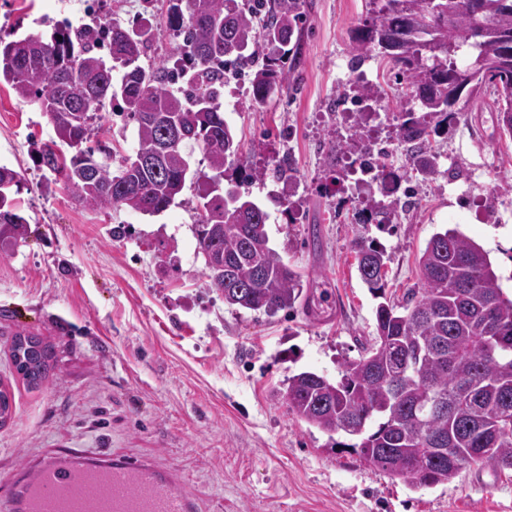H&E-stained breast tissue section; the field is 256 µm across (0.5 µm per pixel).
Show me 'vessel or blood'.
Here are the masks:
<instances>
[{
	"instance_id": "obj_1",
	"label": "vessel or blood",
	"mask_w": 512,
	"mask_h": 512,
	"mask_svg": "<svg viewBox=\"0 0 512 512\" xmlns=\"http://www.w3.org/2000/svg\"><path fill=\"white\" fill-rule=\"evenodd\" d=\"M6 512H196V499L148 460L93 462L59 453L36 462L13 488Z\"/></svg>"
}]
</instances>
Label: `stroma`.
<instances>
[{
  "label": "stroma",
  "mask_w": 512,
  "mask_h": 512,
  "mask_svg": "<svg viewBox=\"0 0 512 512\" xmlns=\"http://www.w3.org/2000/svg\"><path fill=\"white\" fill-rule=\"evenodd\" d=\"M124 23L155 30L145 62H165L179 39L167 0H102ZM302 65L297 80L264 103L245 75L224 81L221 109L240 142L224 165V188L268 214L270 245L296 271L301 296L273 315L225 304L198 249L194 184L158 215L94 209L41 162L56 141L47 113L0 84V166L21 178L18 212L27 234L0 257V384L13 394L0 423V496L15 475L56 451L87 458L149 459L195 493L198 512H512V470L465 466L432 486L390 476L348 436L287 410L288 380L303 371L337 378L375 336L378 298L360 279L353 242L373 239L387 258L384 292L400 304L419 288L429 239L454 229L488 255L512 297V141L496 115L471 112L432 139L438 173L420 182L426 202L397 204L379 229L353 195L346 144L354 123L337 109L356 71L378 91L371 125L395 142L393 166L412 170L397 144L404 81L369 57L352 69L350 31L370 0H300ZM81 22V0H0V35H50L56 21ZM89 141L113 163L132 154L137 124L112 110ZM293 169L291 179L278 165ZM456 183H449V176ZM295 206L287 214L279 199ZM38 338L53 371L28 385L11 361L13 336Z\"/></svg>",
  "instance_id": "obj_1"
}]
</instances>
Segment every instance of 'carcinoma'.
Segmentation results:
<instances>
[{
	"mask_svg": "<svg viewBox=\"0 0 512 512\" xmlns=\"http://www.w3.org/2000/svg\"><path fill=\"white\" fill-rule=\"evenodd\" d=\"M185 6H180V3ZM195 0L170 5L169 26L182 38L176 67L140 64L150 30L112 24L109 58L98 54L94 27L62 25L50 37L0 36V81L18 97L33 99L49 114L58 138L74 153L69 162L44 147L43 164L63 175L73 194L96 208H121L151 215L166 210L183 192L185 147L201 146L210 167L221 170L240 150L224 121L219 100L226 68L245 69L253 101L262 103L287 80L289 50L300 31L299 0ZM371 0L372 15L352 33L353 63L373 53L409 89L398 138L415 150L414 170L436 173L430 139L457 122L462 112H512V77H504L505 36L512 35V0ZM121 72L119 89L112 71ZM470 71L462 90L448 89V76ZM186 87L172 90L174 78ZM137 123V147L118 169L83 147L101 112L116 98ZM181 126L184 141L162 151L169 131ZM164 152L158 172L130 162ZM16 173L0 166V252L24 239L26 219L8 193ZM201 253L224 255V272L208 270L224 303L273 315L294 308L300 277L269 247L267 213L253 200L224 195L219 184L198 183ZM363 203L378 224L390 204L364 185ZM357 271L369 290L385 288L384 252L361 237L354 243ZM421 287L397 307L375 311L376 337L357 359L340 365L339 379L318 384L314 372L288 380V411L328 431L350 434L360 426L358 449L371 465L393 477L416 474L420 485L454 479L459 465L495 472L512 470V298L504 295L488 255L454 229L434 234L419 259ZM11 356L18 374L38 386L49 374V354L37 341L17 336ZM435 432L447 452L431 449Z\"/></svg>",
	"mask_w": 512,
	"mask_h": 512,
	"instance_id": "carcinoma-1",
	"label": "carcinoma"
}]
</instances>
